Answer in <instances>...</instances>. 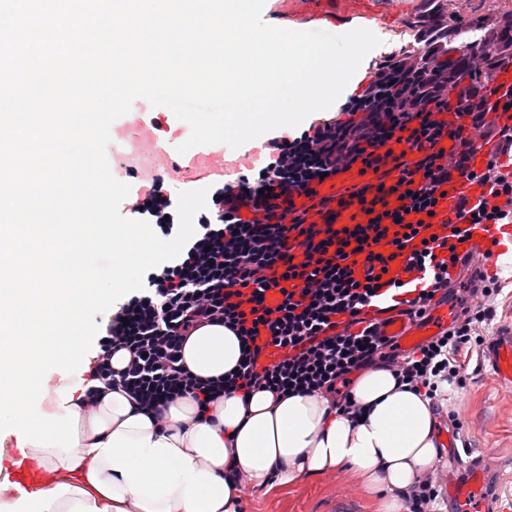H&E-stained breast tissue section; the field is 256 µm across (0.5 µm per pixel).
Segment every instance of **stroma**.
<instances>
[{
    "label": "stroma",
    "instance_id": "stroma-1",
    "mask_svg": "<svg viewBox=\"0 0 512 512\" xmlns=\"http://www.w3.org/2000/svg\"><path fill=\"white\" fill-rule=\"evenodd\" d=\"M375 10H389L395 19L389 27L376 23L374 12L354 9L336 25L342 34L364 28L378 36L381 51L388 52L412 42L410 25L421 13L423 0H374ZM264 20L296 31L323 30V22L305 12L301 0H266ZM496 279L501 286L492 300V317L486 336L498 330L512 328V257L501 256L495 261ZM457 362L466 377L464 388L449 389L448 407L462 410V428L458 432L457 449L440 451L439 463L448 468L462 463L464 453L488 455L499 487L496 498L502 512H512V386L500 383L485 359L484 349H465L458 353ZM350 495L354 512H375V503L358 477L349 470H337L301 479L294 484L271 490H253L241 501V512H334L337 495Z\"/></svg>",
    "mask_w": 512,
    "mask_h": 512
}]
</instances>
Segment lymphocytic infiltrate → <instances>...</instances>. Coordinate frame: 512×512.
Returning a JSON list of instances; mask_svg holds the SVG:
<instances>
[{
	"instance_id": "lymphocytic-infiltrate-1",
	"label": "lymphocytic infiltrate",
	"mask_w": 512,
	"mask_h": 512,
	"mask_svg": "<svg viewBox=\"0 0 512 512\" xmlns=\"http://www.w3.org/2000/svg\"><path fill=\"white\" fill-rule=\"evenodd\" d=\"M426 19L414 35L418 50L381 55L333 116L268 139L263 165L242 176L238 191L214 183L212 204L224 220L200 223L178 258L148 271L143 289L116 303L91 360L85 412L96 410L105 386L122 389L160 425L179 400L193 398L203 409L227 390L336 397L354 415L346 387L353 374L379 364L434 402L443 400L445 386L462 387L455 355L482 344L495 282L472 286L473 309L404 356L375 336V320L363 318L384 290L388 310L406 308L422 323L447 300L456 245L452 236L431 234L429 221L451 177L481 188L471 204L476 223L512 224V125L489 121L501 105L496 89L469 81L447 29L435 13ZM470 126L483 129L484 145L468 139ZM391 140L400 151L387 149ZM354 164L363 180L339 183L311 206L294 205L322 175ZM355 202L368 222L339 223ZM125 209L162 236L177 230L173 201L160 184ZM245 210L262 212V220H243ZM397 250L409 253L400 283L388 276ZM361 252L366 264L357 272L351 258ZM271 288L281 293L273 307L264 302ZM343 314L358 332L339 330ZM206 326L228 328L242 344L237 369L217 380L193 374L183 361L186 339ZM122 350L129 360L118 369L112 359Z\"/></svg>"
}]
</instances>
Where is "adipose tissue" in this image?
Instances as JSON below:
<instances>
[{"label":"adipose tissue","instance_id":"adipose-tissue-1","mask_svg":"<svg viewBox=\"0 0 512 512\" xmlns=\"http://www.w3.org/2000/svg\"><path fill=\"white\" fill-rule=\"evenodd\" d=\"M73 294L51 282L39 288L38 306L51 311L56 339L21 360L0 350V380L19 362L32 368L28 381L0 389V429L45 473L41 493L17 490L0 512H239L240 488L224 478L231 461L266 490L348 469L381 493L377 512H401L400 494L439 458L430 400L383 368L354 383L351 394L365 409L358 418L325 397L268 391L247 404L222 396L199 421L195 401L184 398L168 408L164 429L119 391L106 392L97 412L84 416L91 352L72 330L83 313L69 305ZM239 357L237 337L221 326L199 329L184 346L187 367L204 378L229 373Z\"/></svg>","mask_w":512,"mask_h":512}]
</instances>
